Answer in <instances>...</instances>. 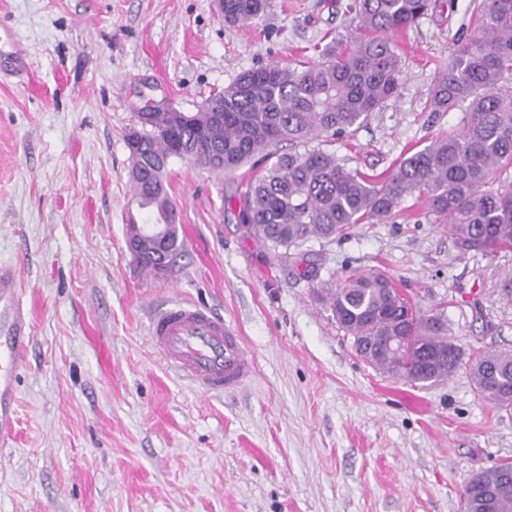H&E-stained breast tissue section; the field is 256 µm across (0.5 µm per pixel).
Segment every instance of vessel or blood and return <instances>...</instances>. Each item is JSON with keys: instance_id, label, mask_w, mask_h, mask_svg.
Here are the masks:
<instances>
[{"instance_id": "1", "label": "vessel or blood", "mask_w": 512, "mask_h": 512, "mask_svg": "<svg viewBox=\"0 0 512 512\" xmlns=\"http://www.w3.org/2000/svg\"><path fill=\"white\" fill-rule=\"evenodd\" d=\"M0 68L19 72L26 61L14 33L0 27ZM162 360L202 393L218 395L252 376V352L236 330L211 310L194 305L161 309L149 326ZM31 319L11 265L0 264V444L16 434L18 377L26 367Z\"/></svg>"}]
</instances>
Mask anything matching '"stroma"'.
Instances as JSON below:
<instances>
[{"instance_id":"stroma-1","label":"stroma","mask_w":512,"mask_h":512,"mask_svg":"<svg viewBox=\"0 0 512 512\" xmlns=\"http://www.w3.org/2000/svg\"><path fill=\"white\" fill-rule=\"evenodd\" d=\"M347 2L270 0L236 29L211 0H0L27 60L0 72V263L17 270L33 336L0 512H464L474 475L512 462V411L469 369L512 350V250H461L424 200L284 264L238 217L250 166L218 176L180 161L184 253L155 278L126 247L144 220L124 140L140 109L192 112L242 71L318 61L354 34ZM477 2L436 0L396 34L398 96L323 150L378 174L466 124L468 103L435 112L429 98ZM370 271L441 314L464 353L449 379L414 386L356 353L323 284ZM172 300L234 326L253 378L209 396L170 370L148 325Z\"/></svg>"}]
</instances>
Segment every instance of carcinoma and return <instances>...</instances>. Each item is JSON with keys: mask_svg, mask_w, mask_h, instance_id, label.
<instances>
[{"mask_svg": "<svg viewBox=\"0 0 512 512\" xmlns=\"http://www.w3.org/2000/svg\"><path fill=\"white\" fill-rule=\"evenodd\" d=\"M269 0H224V23L249 26ZM432 0H349L356 35L336 42L303 69L269 63L245 70L212 96L191 121L172 129L169 112L138 113L139 135L129 155L134 197L148 224H170L163 252L133 256L151 275L184 251L176 207L167 190L168 167L191 158L230 172L245 163L262 167L242 193L239 216L273 251L312 239L343 235L382 223L405 198L424 199L435 223L448 227L465 251L493 255L512 249V184L489 189L492 175L512 165V0H480L472 37L439 71L430 94L434 112L467 101L470 115L457 133L401 157L380 175L345 167L319 147L278 153L283 142H328L361 125L396 97L402 58L392 36L425 14ZM337 323L353 337L357 354L382 373L414 385L447 378L462 352L446 338L445 323L412 305L380 272L352 273L328 290ZM393 336L406 337L394 351ZM481 395L512 410V350L488 352L471 364ZM465 512H512V463L475 476L464 492Z\"/></svg>", "mask_w": 512, "mask_h": 512, "instance_id": "carcinoma-1", "label": "carcinoma"}]
</instances>
